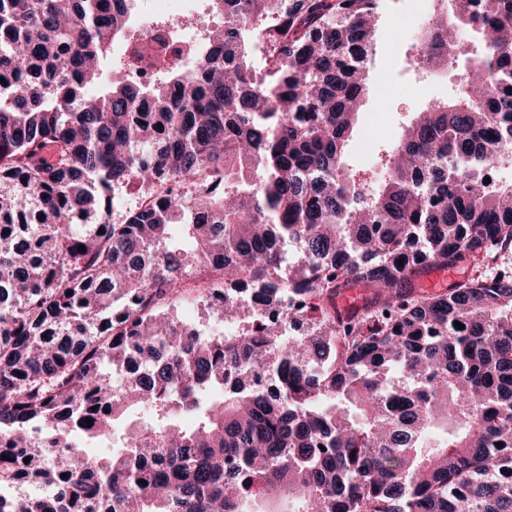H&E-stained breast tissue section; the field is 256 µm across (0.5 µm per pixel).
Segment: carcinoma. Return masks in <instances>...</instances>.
Wrapping results in <instances>:
<instances>
[{
  "instance_id": "1",
  "label": "carcinoma",
  "mask_w": 512,
  "mask_h": 512,
  "mask_svg": "<svg viewBox=\"0 0 512 512\" xmlns=\"http://www.w3.org/2000/svg\"><path fill=\"white\" fill-rule=\"evenodd\" d=\"M132 2L0 0V512H512V268L417 285L512 255V185L486 181L512 161V0H467L462 100L357 178L382 0H210L198 66L148 84ZM456 33L414 64L457 60ZM117 188L156 201L115 220ZM209 264L232 331L199 336L170 301ZM243 288L292 289L306 333L254 321Z\"/></svg>"
}]
</instances>
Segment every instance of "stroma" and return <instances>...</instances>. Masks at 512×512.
<instances>
[{"instance_id": "1", "label": "stroma", "mask_w": 512, "mask_h": 512, "mask_svg": "<svg viewBox=\"0 0 512 512\" xmlns=\"http://www.w3.org/2000/svg\"><path fill=\"white\" fill-rule=\"evenodd\" d=\"M416 2L384 0L370 76L372 84L385 86L388 94L382 99L368 96L361 113L365 120L374 113H381L384 127L380 136L373 139L365 137L363 132H355L346 159L352 167H367L387 142L398 140L403 126L430 100H454L459 96L462 66L449 68L442 80L433 81L428 73L417 70L412 64L411 41L399 19L413 14Z\"/></svg>"}]
</instances>
